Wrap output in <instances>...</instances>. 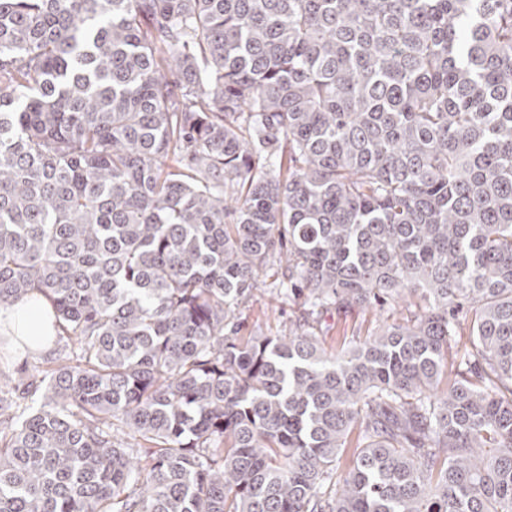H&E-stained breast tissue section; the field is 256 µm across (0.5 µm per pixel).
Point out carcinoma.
I'll list each match as a JSON object with an SVG mask.
<instances>
[{
  "label": "carcinoma",
  "mask_w": 512,
  "mask_h": 512,
  "mask_svg": "<svg viewBox=\"0 0 512 512\" xmlns=\"http://www.w3.org/2000/svg\"><path fill=\"white\" fill-rule=\"evenodd\" d=\"M34 293L74 347L0 394V512H512V0H0ZM281 278V271L276 268L269 270L263 277L265 284L255 292V296L236 311V315L244 318L246 329L244 336L253 334L274 335L288 329V318L296 308L288 298H276L266 288ZM378 322L372 313L336 314L333 312L326 315L322 321V336L325 337L327 345L339 348L344 339L349 342L352 338L361 339L377 328Z\"/></svg>",
  "instance_id": "cac0c4a2"
}]
</instances>
